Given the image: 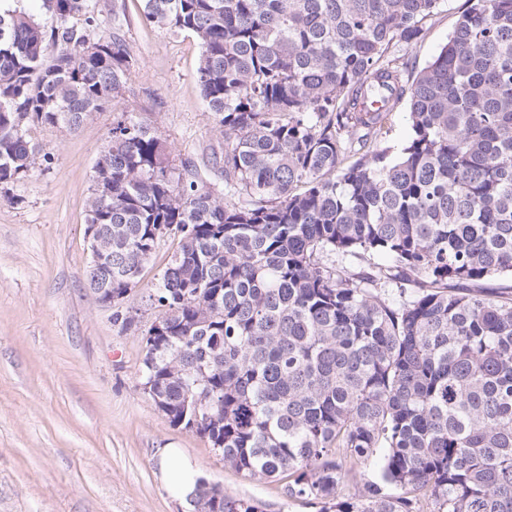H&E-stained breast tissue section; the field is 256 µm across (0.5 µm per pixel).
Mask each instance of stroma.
Segmentation results:
<instances>
[{
    "mask_svg": "<svg viewBox=\"0 0 512 512\" xmlns=\"http://www.w3.org/2000/svg\"><path fill=\"white\" fill-rule=\"evenodd\" d=\"M95 3L93 36L117 30L129 47L126 87L78 130L31 127L52 163L17 183L18 203L0 204V512H191L161 482L163 448L184 449L198 476L265 512H316L288 498L287 475L225 467L206 438L172 426L142 390L144 332L176 238H164L125 301L130 326L86 285L85 202L114 113L156 128L173 163L224 150L195 81L196 39L148 23L142 0ZM464 3L444 0L408 55L413 70L446 42Z\"/></svg>",
    "mask_w": 512,
    "mask_h": 512,
    "instance_id": "obj_1",
    "label": "stroma"
}]
</instances>
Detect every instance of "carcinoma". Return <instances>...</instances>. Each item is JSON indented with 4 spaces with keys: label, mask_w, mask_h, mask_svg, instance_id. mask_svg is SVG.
I'll return each instance as SVG.
<instances>
[{
    "label": "carcinoma",
    "mask_w": 512,
    "mask_h": 512,
    "mask_svg": "<svg viewBox=\"0 0 512 512\" xmlns=\"http://www.w3.org/2000/svg\"><path fill=\"white\" fill-rule=\"evenodd\" d=\"M410 80L393 56L443 0H143L196 37V83L224 153L173 166L162 136L113 115L85 223L109 261L97 292L135 288L162 235L161 331L141 371L170 424L224 465L288 473L319 512H512V0H467ZM47 28L0 11V202L125 88L118 33L91 0H52ZM409 111L397 155L384 143ZM381 457L357 496L350 466ZM192 512H264L196 481ZM407 115V106L403 102L395 109L392 117L389 145L397 147L407 139L410 131Z\"/></svg>",
    "instance_id": "1"
}]
</instances>
